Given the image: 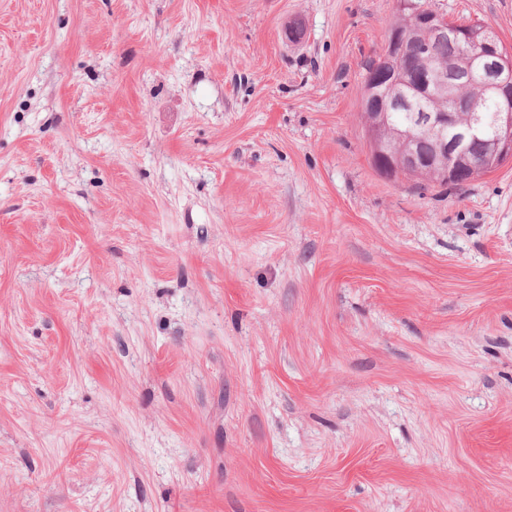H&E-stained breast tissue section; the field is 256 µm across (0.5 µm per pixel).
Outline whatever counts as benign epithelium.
<instances>
[{"mask_svg":"<svg viewBox=\"0 0 512 512\" xmlns=\"http://www.w3.org/2000/svg\"><path fill=\"white\" fill-rule=\"evenodd\" d=\"M398 22L388 30L380 56V71L389 79L387 88L366 82L362 116L376 154L389 172L449 182L466 170L470 176L483 171L468 150V144L485 137L488 124L480 99L496 106L495 135L488 161L512 159V56L499 47L497 31L487 25L461 29L447 16L419 7L415 0H396ZM422 36L428 41L451 38L461 50L445 62L424 58L426 76L412 85L404 77L401 61L407 43ZM463 104V111L450 112L434 106L448 97ZM416 112L417 128L431 139V152L416 149L419 135L389 125L392 112Z\"/></svg>","mask_w":512,"mask_h":512,"instance_id":"7a95c632","label":"benign epithelium"}]
</instances>
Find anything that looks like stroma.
<instances>
[{"label": "stroma", "mask_w": 512, "mask_h": 512, "mask_svg": "<svg viewBox=\"0 0 512 512\" xmlns=\"http://www.w3.org/2000/svg\"><path fill=\"white\" fill-rule=\"evenodd\" d=\"M395 18L0 0V512H512V159L378 171Z\"/></svg>", "instance_id": "35a3bbf8"}]
</instances>
